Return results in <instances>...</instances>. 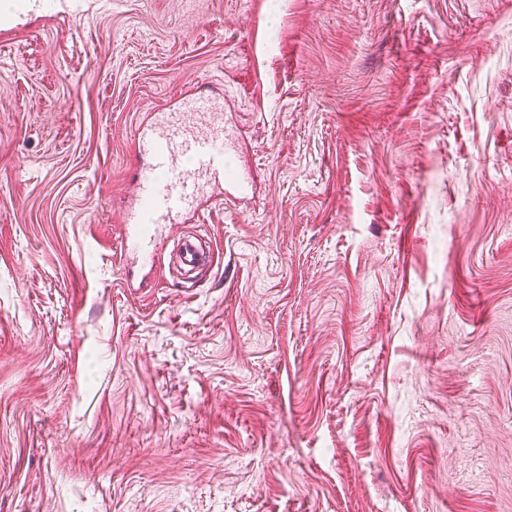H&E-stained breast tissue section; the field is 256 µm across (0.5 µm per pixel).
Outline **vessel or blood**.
<instances>
[{"instance_id": "1", "label": "vessel or blood", "mask_w": 512, "mask_h": 512, "mask_svg": "<svg viewBox=\"0 0 512 512\" xmlns=\"http://www.w3.org/2000/svg\"><path fill=\"white\" fill-rule=\"evenodd\" d=\"M239 140L218 100L188 98L174 110L152 113L134 142L139 164L119 207V259L154 267L167 229L185 223L203 204L248 201L250 178L229 162ZM200 246L185 240L179 262L185 272L208 263Z\"/></svg>"}]
</instances>
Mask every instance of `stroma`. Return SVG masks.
<instances>
[{
  "mask_svg": "<svg viewBox=\"0 0 512 512\" xmlns=\"http://www.w3.org/2000/svg\"><path fill=\"white\" fill-rule=\"evenodd\" d=\"M269 2L0 22V512H512V0ZM190 94L254 196L132 293L134 136ZM179 262L186 273L195 271L199 266L209 262V255H206L200 246L188 239L182 242L179 249Z\"/></svg>",
  "mask_w": 512,
  "mask_h": 512,
  "instance_id": "stroma-1",
  "label": "stroma"
}]
</instances>
